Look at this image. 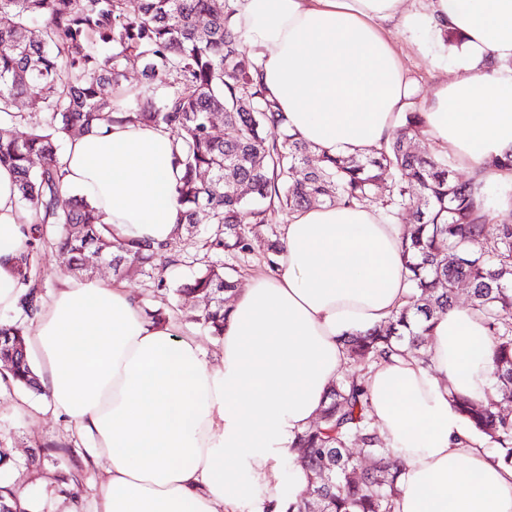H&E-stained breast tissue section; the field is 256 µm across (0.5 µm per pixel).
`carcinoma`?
<instances>
[{"label": "carcinoma", "instance_id": "carcinoma-1", "mask_svg": "<svg viewBox=\"0 0 512 512\" xmlns=\"http://www.w3.org/2000/svg\"><path fill=\"white\" fill-rule=\"evenodd\" d=\"M233 13L226 0H141L134 14L127 0H0V165L15 171L17 202L32 213L22 227L27 249L15 261L26 322L0 325V382L41 390L26 345L44 288L34 260L40 246L57 249L65 272L80 274L105 260L119 278L151 277L154 261L165 268L180 262L177 240L203 220L210 224L211 248L246 254L250 234L277 210L379 201L392 214L416 191L402 236L406 303L384 322L342 336L356 374L332 383L320 421L298 436L296 461L311 473L321 512H395L399 465L371 417L366 376L393 354L419 356L435 320L455 306L456 288L465 283L492 339L495 383L484 402L463 396L452 402L512 466V419L499 410L512 400V221L486 208L475 180L452 181L447 159L413 146L418 112L405 113L380 150L323 153L320 164L310 166V146L288 132L258 78L257 58L240 52ZM131 66L141 67L154 88L123 108L114 97L124 93ZM28 101L40 103L39 116L25 111ZM217 113L234 129L232 138L211 129ZM95 122L177 132L184 211L173 238H116L98 223L86 197L59 205L62 144ZM234 291L233 275L213 261L177 289L208 299L192 320L219 337ZM354 441L371 460L366 468L350 451ZM0 512H24L10 484L0 486Z\"/></svg>", "mask_w": 512, "mask_h": 512}]
</instances>
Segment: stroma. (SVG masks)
<instances>
[{
    "label": "stroma",
    "mask_w": 512,
    "mask_h": 512,
    "mask_svg": "<svg viewBox=\"0 0 512 512\" xmlns=\"http://www.w3.org/2000/svg\"><path fill=\"white\" fill-rule=\"evenodd\" d=\"M393 42L407 75L418 86L411 109L419 111L433 89L452 75L449 47L427 36L407 33L394 34ZM288 219V213H276L270 225L252 234L251 250L242 256L206 249L207 227L197 225L193 233L183 234L179 240L177 250L181 263L168 272L165 284H157L156 280L144 276L125 278L124 283L137 295L145 311L166 305L177 308L182 332L196 337L207 361L211 365H218L220 341L209 336L192 320L193 314L204 307V300L193 297L177 299L173 297L172 290L193 279L199 271L200 258L205 256L235 268L238 282L242 285L251 276L267 272L268 247L276 235L282 234ZM19 395L22 394L13 387L0 389V445L14 453L16 466L11 474L12 481L38 502L40 512H63L68 497L72 495L82 498L84 505H92L99 472L83 463L82 450L88 447V439L77 433L67 416L49 409L46 393L30 391L24 394L29 401L24 409L17 406ZM48 450L64 458L78 472V482L62 485L52 481L53 468L48 463L39 469L29 466L30 455H41Z\"/></svg>",
    "instance_id": "obj_1"
}]
</instances>
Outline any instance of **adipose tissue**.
Wrapping results in <instances>:
<instances>
[{
  "label": "adipose tissue",
  "instance_id": "ef3b65f1",
  "mask_svg": "<svg viewBox=\"0 0 512 512\" xmlns=\"http://www.w3.org/2000/svg\"><path fill=\"white\" fill-rule=\"evenodd\" d=\"M236 29L289 129L348 157L380 148L416 91L384 30L453 34V77L421 111L424 134L469 172L512 147V0H234ZM63 190L122 238L164 241L182 205L168 130L115 123L72 138ZM13 172L0 166V312L16 307L25 250ZM402 227L374 207L291 214L276 272L229 305L220 366L174 317H148L119 281L62 276L27 344L54 412L103 466L95 512H287L309 476L293 462L346 361L340 337L386 320L408 293ZM491 340L479 312L440 317L426 359L367 376L371 416L403 469L395 512H512V467L488 453L451 398L483 399Z\"/></svg>",
  "mask_w": 512,
  "mask_h": 512
}]
</instances>
